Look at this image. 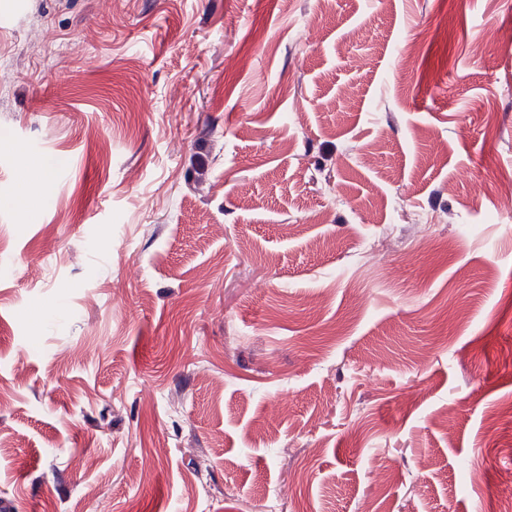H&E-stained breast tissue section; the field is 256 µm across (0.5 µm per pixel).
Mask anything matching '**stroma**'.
<instances>
[{
  "instance_id": "stroma-1",
  "label": "stroma",
  "mask_w": 512,
  "mask_h": 512,
  "mask_svg": "<svg viewBox=\"0 0 512 512\" xmlns=\"http://www.w3.org/2000/svg\"><path fill=\"white\" fill-rule=\"evenodd\" d=\"M502 178L512 0H0V512H493Z\"/></svg>"
}]
</instances>
